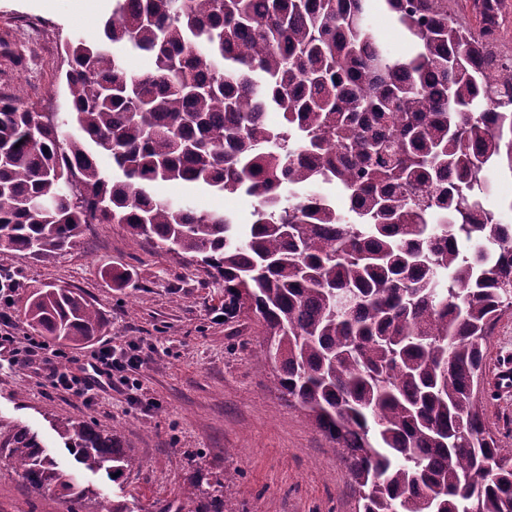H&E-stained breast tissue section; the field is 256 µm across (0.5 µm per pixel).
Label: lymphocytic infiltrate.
I'll use <instances>...</instances> for the list:
<instances>
[{
  "mask_svg": "<svg viewBox=\"0 0 512 512\" xmlns=\"http://www.w3.org/2000/svg\"><path fill=\"white\" fill-rule=\"evenodd\" d=\"M16 286L14 271L0 268V358L33 368L48 387L82 403H91L97 399L100 388L117 382L128 387L132 402L153 409V401L140 399V384L131 377L132 371L143 364L137 346L105 344L94 347L89 355L78 357L51 348L38 337L15 334L11 311Z\"/></svg>",
  "mask_w": 512,
  "mask_h": 512,
  "instance_id": "obj_1",
  "label": "lymphocytic infiltrate"
}]
</instances>
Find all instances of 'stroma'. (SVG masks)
<instances>
[{
    "instance_id": "35a3bbf8",
    "label": "stroma",
    "mask_w": 512,
    "mask_h": 512,
    "mask_svg": "<svg viewBox=\"0 0 512 512\" xmlns=\"http://www.w3.org/2000/svg\"><path fill=\"white\" fill-rule=\"evenodd\" d=\"M71 0H0V94L23 93L47 112H67L63 46L99 36L104 16L76 24ZM156 195L201 211H224L251 223L256 206L244 194H209L160 182ZM0 265L18 276L13 308L22 317L37 288L63 286L81 292L100 309V340L141 346L135 376L142 398L157 401L146 412L113 384L90 406L47 387L32 369L0 361V419L36 431L62 467L73 459L54 430L57 420L84 418L119 427L140 466L112 482L84 473L83 484L123 502L129 512H176L184 489L220 480L239 512H359L348 469L308 414L289 406L271 388L272 367L260 353L257 323L221 321L224 285L195 264L155 251L130 238L125 225L91 224L78 246L59 259L33 261L0 254ZM512 364V313L496 323L483 368L481 390L487 428L512 450V395L495 392L499 368ZM58 494L32 491L0 464V512H70Z\"/></svg>"
}]
</instances>
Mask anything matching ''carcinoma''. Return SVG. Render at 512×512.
Segmentation results:
<instances>
[{
    "label": "carcinoma",
    "mask_w": 512,
    "mask_h": 512,
    "mask_svg": "<svg viewBox=\"0 0 512 512\" xmlns=\"http://www.w3.org/2000/svg\"><path fill=\"white\" fill-rule=\"evenodd\" d=\"M372 2L116 0L98 41L65 44L68 112L0 95V253L57 259L89 224L126 225L223 282L225 318H257L274 388L336 444L360 512H512V452L478 398L512 310V224L485 203L492 171L512 170L502 0H473L474 28L448 0H378L413 45L400 58L366 23ZM117 45L146 66L128 71ZM68 124L81 136L61 138ZM158 181L242 191L253 221L161 199ZM24 319L73 346L103 327L53 285ZM55 431L80 470L117 482L140 466L117 429ZM0 461L36 491L127 512L25 425L0 420ZM186 498L237 512L221 483Z\"/></svg>",
    "instance_id": "cac0c4a2"
}]
</instances>
